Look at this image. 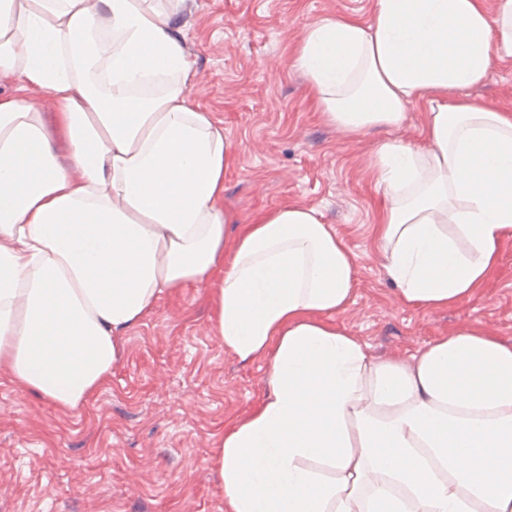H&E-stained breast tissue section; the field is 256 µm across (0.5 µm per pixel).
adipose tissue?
Listing matches in <instances>:
<instances>
[{
    "instance_id": "obj_1",
    "label": "adipose tissue",
    "mask_w": 512,
    "mask_h": 512,
    "mask_svg": "<svg viewBox=\"0 0 512 512\" xmlns=\"http://www.w3.org/2000/svg\"><path fill=\"white\" fill-rule=\"evenodd\" d=\"M183 8L0 0V376L78 408L162 294L207 287L225 351L267 363L261 403L215 445L224 512H512V342L464 326L373 356L333 320L357 272L314 208L229 235L236 152L189 93ZM293 62L325 121L382 133L374 238L402 302L473 298L512 239V113L465 92L512 62V0H374L369 20L305 26ZM422 97L420 142L397 137Z\"/></svg>"
}]
</instances>
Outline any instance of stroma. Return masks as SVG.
Returning <instances> with one entry per match:
<instances>
[{"label":"stroma","mask_w":512,"mask_h":512,"mask_svg":"<svg viewBox=\"0 0 512 512\" xmlns=\"http://www.w3.org/2000/svg\"><path fill=\"white\" fill-rule=\"evenodd\" d=\"M372 8L373 0H186L175 25L195 61L190 94L238 155L223 205L247 224L300 202L336 226L358 286L335 320L374 355L404 357L469 324L512 342V241L472 299L445 310L405 306L372 239L380 196L365 173L371 140L326 123L293 66L305 25L365 19ZM470 96L512 113V63ZM265 376L263 361L225 351L205 289L185 288L163 295L126 336L111 378L77 409L0 377V512H224L209 458L217 436L262 400Z\"/></svg>","instance_id":"stroma-1"}]
</instances>
